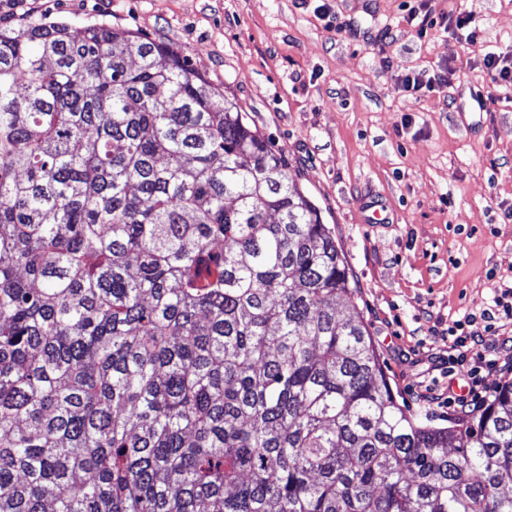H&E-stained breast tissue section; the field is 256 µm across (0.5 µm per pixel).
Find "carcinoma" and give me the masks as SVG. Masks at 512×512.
<instances>
[{
  "label": "carcinoma",
  "instance_id": "carcinoma-1",
  "mask_svg": "<svg viewBox=\"0 0 512 512\" xmlns=\"http://www.w3.org/2000/svg\"><path fill=\"white\" fill-rule=\"evenodd\" d=\"M512 382L385 383L288 161L170 45L0 27V512H512Z\"/></svg>",
  "mask_w": 512,
  "mask_h": 512
}]
</instances>
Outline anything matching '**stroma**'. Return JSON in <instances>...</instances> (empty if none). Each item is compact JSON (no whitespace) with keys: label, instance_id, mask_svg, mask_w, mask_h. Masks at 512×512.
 <instances>
[{"label":"stroma","instance_id":"stroma-1","mask_svg":"<svg viewBox=\"0 0 512 512\" xmlns=\"http://www.w3.org/2000/svg\"><path fill=\"white\" fill-rule=\"evenodd\" d=\"M455 10L477 41L439 25ZM32 20L163 40L236 103L330 224L388 387L456 423L431 401L463 381L449 331L512 287V89L483 68L512 56V0H0L1 26ZM443 71L448 87H403Z\"/></svg>","mask_w":512,"mask_h":512}]
</instances>
